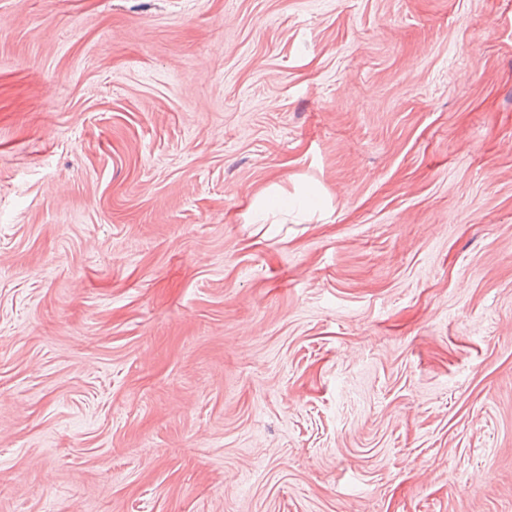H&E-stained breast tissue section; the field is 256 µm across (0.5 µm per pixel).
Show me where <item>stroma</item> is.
I'll return each instance as SVG.
<instances>
[{
	"label": "stroma",
	"mask_w": 512,
	"mask_h": 512,
	"mask_svg": "<svg viewBox=\"0 0 512 512\" xmlns=\"http://www.w3.org/2000/svg\"><path fill=\"white\" fill-rule=\"evenodd\" d=\"M0 512H512V0H0Z\"/></svg>",
	"instance_id": "35a3bbf8"
}]
</instances>
